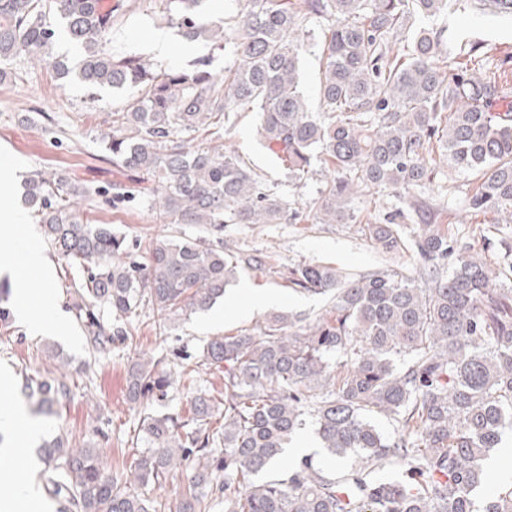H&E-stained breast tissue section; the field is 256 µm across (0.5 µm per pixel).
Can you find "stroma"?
<instances>
[{"label": "stroma", "instance_id": "obj_1", "mask_svg": "<svg viewBox=\"0 0 512 512\" xmlns=\"http://www.w3.org/2000/svg\"><path fill=\"white\" fill-rule=\"evenodd\" d=\"M127 7L112 24L108 47L113 54L141 52L151 32L177 34L174 21L162 14L154 0H126ZM419 28H445L441 47L446 60L495 81L502 104L512 103V14L499 12L493 0H469L466 7L449 5L445 14L422 18ZM325 19L307 17L301 22L305 41L304 88L311 105L319 103V73L323 60L321 38ZM137 91L125 88L91 90L72 77H55L51 67L32 70L23 80L0 83V166L15 164L22 175L37 170L63 171L72 183L95 189L85 216L93 224H109L126 234L138 260H146L152 241L167 235L169 227L157 221L152 199L157 186L146 175L129 173L103 157L101 140L111 133L112 115L124 111ZM258 113H240L224 135V151L239 155L260 170L268 185L288 203V215L279 224H227L219 231L225 245L244 253L268 257L266 268L239 270L237 291L250 296L277 297L278 308L297 315L302 324L314 323L330 307L328 297L294 290L288 272L302 263L328 264L355 276L380 269L418 275L421 261L414 245V230L424 212L450 227L452 238L467 242L489 263H503L512 247V223H499L495 214L471 209L469 200L477 185L475 174L448 168L433 159L436 175L430 183L410 192L374 189L352 196V224H321L315 218L317 200L334 172L315 165L307 180L289 179L279 160L259 144ZM136 188L135 196L113 204L104 193L113 184ZM394 217L402 244L386 254L374 247L362 225L379 224ZM224 324L210 327L202 313L180 318L159 332L149 308L130 320L131 345H116L108 353L91 356L77 321H70V339L37 336L19 318L0 326V366L13 377L22 373L53 377L67 384L66 398L48 415H40L45 439L62 437L83 448L97 449L105 468L122 472L132 461L130 427L136 411L127 400V369L134 354L181 363L199 357L214 336L257 332L262 312L244 316L225 307ZM224 372L199 367L193 377L177 380L170 390L165 412L188 417L190 399L197 391L222 392Z\"/></svg>", "mask_w": 512, "mask_h": 512}]
</instances>
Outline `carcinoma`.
Listing matches in <instances>:
<instances>
[{
	"instance_id": "carcinoma-1",
	"label": "carcinoma",
	"mask_w": 512,
	"mask_h": 512,
	"mask_svg": "<svg viewBox=\"0 0 512 512\" xmlns=\"http://www.w3.org/2000/svg\"><path fill=\"white\" fill-rule=\"evenodd\" d=\"M155 3L186 40L224 41L222 73L205 59L158 73L142 56L112 55L107 35L123 0L105 14L93 0H0V82L22 78L24 60L63 77L74 71L92 88L139 87L103 144L112 164L158 184L154 206L167 223H280L283 199L240 156L181 139L223 138L238 106L260 114L264 146L289 174L300 179L318 160L337 171L316 212L322 224L348 223L358 190L430 180L425 156L434 140L448 167L480 177L471 208L512 220V114L492 110L496 84L439 60L440 31L393 48L413 18L445 12L447 0H239L228 31L199 16V0ZM308 15L331 20L316 112L300 81L299 20ZM58 19L82 51L73 65L54 56ZM92 195L51 170L27 177L21 199L66 262L89 264L72 309L94 356L127 340L124 319L142 305L165 326L224 297L241 266L267 265L261 253L180 233L157 240L140 262L112 225L85 222L81 202ZM363 231L385 253L399 247L396 224ZM414 244L416 277H347L316 263L292 269L293 285L330 296L328 313L304 328L275 310L258 335L212 337L201 359L224 367L223 401L194 395L184 421L139 413L133 437L144 450L126 476L109 474L94 448L61 439L42 447L45 489L59 512H161L143 488L177 474L187 483L177 512H207L214 490L224 494V512H476L475 491L490 481L487 452L512 431V288L496 287L507 267L455 244L443 224L417 225ZM174 384L163 360L131 359L132 404L160 400ZM22 390L48 411L68 393L41 375L25 376ZM221 410L224 424L214 427ZM372 412L392 417L398 435L379 431ZM308 417L327 455L355 456L351 468L331 471L306 457L282 479H258ZM394 464L403 479L376 478ZM482 512H512V484Z\"/></svg>"
}]
</instances>
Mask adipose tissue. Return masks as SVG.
Wrapping results in <instances>:
<instances>
[{"label":"adipose tissue","mask_w":512,"mask_h":512,"mask_svg":"<svg viewBox=\"0 0 512 512\" xmlns=\"http://www.w3.org/2000/svg\"><path fill=\"white\" fill-rule=\"evenodd\" d=\"M9 274L15 283V309L28 327L38 335L62 336L67 332L66 318L55 290V271L37 236H30L24 264H16L10 252H0V274ZM38 288H31V280ZM42 496L30 479L11 472L0 479V512H41Z\"/></svg>","instance_id":"obj_1"}]
</instances>
